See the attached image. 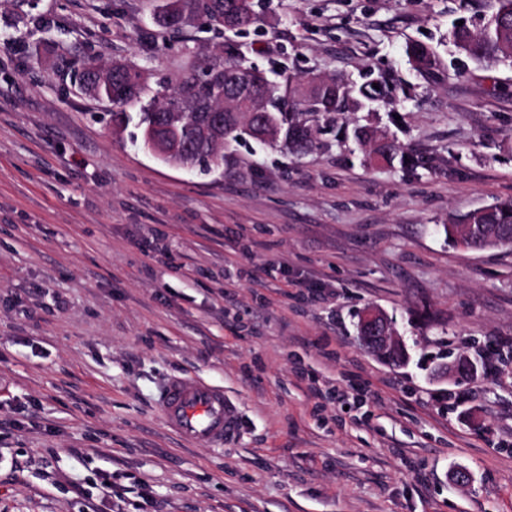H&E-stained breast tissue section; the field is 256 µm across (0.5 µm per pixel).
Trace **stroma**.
Listing matches in <instances>:
<instances>
[{
  "label": "stroma",
  "mask_w": 512,
  "mask_h": 512,
  "mask_svg": "<svg viewBox=\"0 0 512 512\" xmlns=\"http://www.w3.org/2000/svg\"><path fill=\"white\" fill-rule=\"evenodd\" d=\"M161 4L0 0V512H512V251L443 231L512 197V68L448 38L495 0H261L237 38L264 70L389 72L406 101L356 118L424 156L414 172L332 132L301 158L246 140L186 172L114 132L75 85L85 57L173 84L224 53L223 30L170 31ZM372 307L407 366L359 345ZM459 357L477 377L434 376ZM175 376L238 403L228 446L166 426ZM406 55L412 68L425 76H434L442 67L439 55L427 44L421 42L409 43L406 48Z\"/></svg>",
  "instance_id": "stroma-1"
}]
</instances>
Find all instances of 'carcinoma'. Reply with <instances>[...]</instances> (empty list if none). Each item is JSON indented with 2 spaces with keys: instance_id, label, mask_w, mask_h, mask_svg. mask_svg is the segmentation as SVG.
<instances>
[{
  "instance_id": "1",
  "label": "carcinoma",
  "mask_w": 512,
  "mask_h": 512,
  "mask_svg": "<svg viewBox=\"0 0 512 512\" xmlns=\"http://www.w3.org/2000/svg\"><path fill=\"white\" fill-rule=\"evenodd\" d=\"M209 11L212 24L235 35L258 28L262 21L255 0H210ZM448 37L460 52L486 68L512 67V0H497L496 8L478 28L456 26ZM406 55L412 68L425 76L435 75L442 67L437 52L424 43H409ZM81 73L86 94L112 107V120L139 130L143 144L158 136L155 126L162 124V109L174 95L184 89L193 90L200 111L180 113L176 135L187 145V162L192 170L201 173L219 167L224 162V149L245 138L303 156L318 147L317 134L336 126L341 114L393 109L400 103L394 86L383 74L358 86L334 76L312 82L286 69L272 79L246 64L232 43L227 44L222 57L190 62L171 88L163 80L151 86V76L144 69L126 64L123 80L133 92L124 98L115 95L110 69L100 67L93 58H86ZM207 73L224 75V85L236 90V96L222 98V87L204 80ZM208 108L224 111V135L219 139L202 133L203 110ZM352 138L374 162L389 165L397 159L404 168L425 167L423 158L405 152L394 138L368 126H354ZM444 231L448 240L467 248L512 247V199L464 214L450 213ZM357 339L364 349L389 364L400 366L409 361L406 350L370 341L360 329Z\"/></svg>"
}]
</instances>
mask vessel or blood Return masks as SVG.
Masks as SVG:
<instances>
[{
  "label": "vessel or blood",
  "mask_w": 512,
  "mask_h": 512,
  "mask_svg": "<svg viewBox=\"0 0 512 512\" xmlns=\"http://www.w3.org/2000/svg\"><path fill=\"white\" fill-rule=\"evenodd\" d=\"M158 411L172 430L194 443L221 447L239 431L237 404L223 389L196 378L171 379Z\"/></svg>",
  "instance_id": "1"
}]
</instances>
